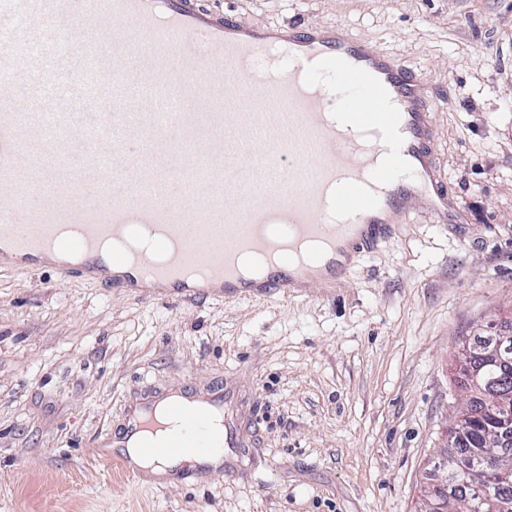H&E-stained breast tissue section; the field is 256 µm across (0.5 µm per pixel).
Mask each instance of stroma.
<instances>
[{"mask_svg":"<svg viewBox=\"0 0 512 512\" xmlns=\"http://www.w3.org/2000/svg\"><path fill=\"white\" fill-rule=\"evenodd\" d=\"M241 20L344 24L425 79L460 224L400 218L310 298L190 306L0 270V512H421L465 398L461 343L512 313V0H208ZM220 387L239 447L159 486L105 447L129 403Z\"/></svg>","mask_w":512,"mask_h":512,"instance_id":"obj_1","label":"stroma"}]
</instances>
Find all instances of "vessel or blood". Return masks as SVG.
Listing matches in <instances>:
<instances>
[{
    "mask_svg": "<svg viewBox=\"0 0 512 512\" xmlns=\"http://www.w3.org/2000/svg\"><path fill=\"white\" fill-rule=\"evenodd\" d=\"M84 41H76V34ZM418 73L339 25L206 0H0V250L149 300L267 299L345 280L414 211L457 224ZM274 143L271 152L258 142ZM152 253H104L137 226ZM269 254L265 275L239 271ZM148 458L233 447L223 390L129 408Z\"/></svg>",
    "mask_w": 512,
    "mask_h": 512,
    "instance_id": "b4317fda",
    "label": "vessel or blood"
}]
</instances>
